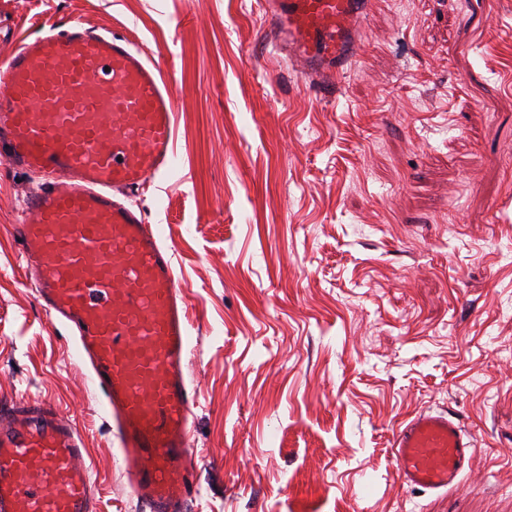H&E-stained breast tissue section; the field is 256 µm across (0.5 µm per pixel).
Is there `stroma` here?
<instances>
[{
    "mask_svg": "<svg viewBox=\"0 0 512 512\" xmlns=\"http://www.w3.org/2000/svg\"><path fill=\"white\" fill-rule=\"evenodd\" d=\"M129 38L177 95L180 171L136 198L175 252L196 341L187 512H512V0H377L339 88L282 61L257 0H14ZM38 179L0 159V399L54 401L94 512H147L101 395L22 284ZM477 439L417 493L407 419Z\"/></svg>",
    "mask_w": 512,
    "mask_h": 512,
    "instance_id": "35a3bbf8",
    "label": "stroma"
}]
</instances>
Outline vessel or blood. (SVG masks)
<instances>
[{"label": "vessel or blood", "instance_id": "obj_1", "mask_svg": "<svg viewBox=\"0 0 512 512\" xmlns=\"http://www.w3.org/2000/svg\"><path fill=\"white\" fill-rule=\"evenodd\" d=\"M309 83L332 88L362 52L373 0H262ZM0 26V157L37 175L12 236L38 305L87 362L118 442L116 462L151 512H184L197 490L188 446L193 336L174 254L124 195L172 176L174 92L133 42L59 20L35 37ZM474 440L445 412L415 415L393 441L405 483L457 482ZM76 423L46 401L0 405V512H92Z\"/></svg>", "mask_w": 512, "mask_h": 512}]
</instances>
